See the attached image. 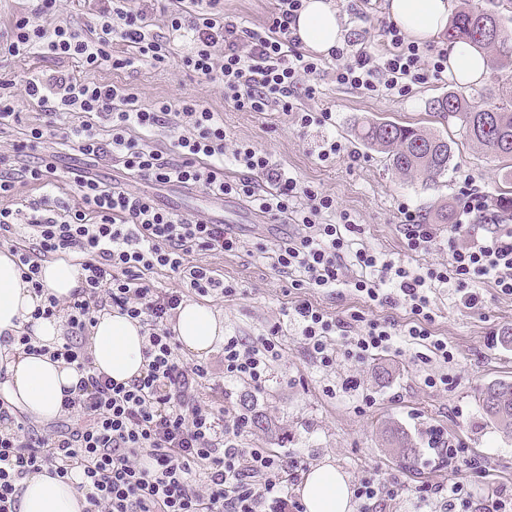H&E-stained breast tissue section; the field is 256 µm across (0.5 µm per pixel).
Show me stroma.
<instances>
[{"label":"stroma","mask_w":512,"mask_h":512,"mask_svg":"<svg viewBox=\"0 0 512 512\" xmlns=\"http://www.w3.org/2000/svg\"><path fill=\"white\" fill-rule=\"evenodd\" d=\"M344 26V40L368 45L377 43V22L386 18L385 4L378 0L371 16L353 10L349 0H335ZM69 60L50 55L16 59L0 55V78L13 81L15 94H22L25 77L71 68ZM88 80L113 84L136 94L139 105L151 107L158 101L193 99L221 113L229 143H246L267 154L270 162L290 176L330 195L337 212L349 213L356 226L349 238L357 247L385 255L414 273L428 276L451 263L452 245H472L486 234L484 225L472 224L459 236L449 237L448 227L435 224L434 245L429 253L409 249L398 208L408 205L422 214L447 207L456 214L463 200L459 186L473 179L490 203L512 193V178L504 163L486 155L456 123L434 118L428 110L431 99L456 89L455 80L428 79L411 85L403 97H381L337 84L332 72L321 74L314 98L303 99L305 109L328 112L326 124L301 127L293 114L272 108L266 112H242L224 102L222 87L199 82L191 72L175 63L153 67L138 64L115 68L103 64L88 71ZM388 120L426 128L452 140L454 158L447 173L432 183L405 180L391 170L385 154L360 142L357 124L362 119ZM336 139L341 151L335 159L321 162L317 152L323 140ZM107 183L149 194L163 208L211 220L233 231L240 246L232 252L200 251L194 263L209 267L237 287L235 295H209L212 305L224 315V333L260 344L271 327H278L279 355L269 364V377L262 390L244 380L224 376V352L215 350L199 359L181 351L184 362L202 363L208 376L198 389L202 401L224 407L231 414L265 413L277 427L276 438L251 430L245 440L296 460L300 473L329 461L351 481L370 477L385 485H400L397 497L380 503L381 512H413L416 492L426 483H444L455 475V463L442 460L428 446L431 431L438 430L464 450L465 457L484 461L485 483L512 490V438L504 437L484 415L477 400L479 390L498 378L512 379V344L502 342L512 328V295H506L487 279H456L432 283L429 296L434 309L431 331L448 341L454 355L451 363L422 355L421 345L403 346L399 353H382L357 359L347 354L342 333L336 362L325 367L308 354L302 327L293 313L295 304L309 301L328 316L349 319L352 334L364 330V320L405 323L404 307L373 305L352 285L358 270L347 267L335 288H292L288 275L275 273L270 255L286 237L296 235V224L254 211L235 196L222 198L200 187L154 184L126 173L115 159L100 162L95 169ZM478 297L475 307L465 303L466 294ZM388 368V377L378 375ZM447 375L448 386L426 387L427 376ZM357 379L359 391L346 389ZM370 394L373 405L358 403L359 393ZM399 424L420 452L418 473L400 470L381 434L384 421Z\"/></svg>","instance_id":"35a3bbf8"}]
</instances>
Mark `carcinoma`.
<instances>
[{
	"label": "carcinoma",
	"mask_w": 512,
	"mask_h": 512,
	"mask_svg": "<svg viewBox=\"0 0 512 512\" xmlns=\"http://www.w3.org/2000/svg\"><path fill=\"white\" fill-rule=\"evenodd\" d=\"M448 42L465 40L481 50L494 69L512 63V32L491 9L464 7L453 17L444 34ZM434 116L448 123L458 121L466 135L486 154L512 160V86L467 97L457 91L429 102ZM359 137L384 154L391 169L401 177L433 182L450 166L453 149L444 137L392 121L370 120L358 130ZM478 401L487 419L505 437L512 438V380L498 379L478 392ZM382 433L397 464L408 472L419 467L417 448L397 424L387 422Z\"/></svg>",
	"instance_id": "obj_1"
}]
</instances>
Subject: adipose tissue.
<instances>
[{"mask_svg":"<svg viewBox=\"0 0 512 512\" xmlns=\"http://www.w3.org/2000/svg\"><path fill=\"white\" fill-rule=\"evenodd\" d=\"M390 19L413 41L438 40L448 26L451 0H388ZM296 34L304 46L317 54L340 45L343 30L334 0H303L296 20ZM487 61L473 46L461 42L448 54V74L459 84L481 82ZM41 278L49 293L68 299L81 285L76 256L42 261ZM38 299L21 278L14 256L0 252V337L31 332L37 345L55 347L60 341L61 321L32 320ZM170 328L183 348L196 356L211 354L224 341V319L209 304L183 301ZM145 335L138 320L106 309L96 313L89 337V353L96 371L117 382H127L144 369ZM6 379L0 385L8 400L23 412L48 422L61 413L62 390L74 386L79 371L46 355L27 354L14 347L5 363ZM79 475L64 480L48 474H27L19 482L18 512H82L84 498L76 488ZM305 512H350L349 478L328 463L305 474L300 487Z\"/></svg>","mask_w":512,"mask_h":512,"instance_id":"ef3b65f1","label":"adipose tissue"}]
</instances>
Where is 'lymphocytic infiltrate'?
<instances>
[{
  "label": "lymphocytic infiltrate",
  "mask_w": 512,
  "mask_h": 512,
  "mask_svg": "<svg viewBox=\"0 0 512 512\" xmlns=\"http://www.w3.org/2000/svg\"><path fill=\"white\" fill-rule=\"evenodd\" d=\"M31 2L0 32V47L15 58L50 54L72 60L75 67L25 82L26 96L46 121L0 153V199L12 196L24 180L40 184L44 193L21 209L1 207L0 233L19 238L12 254L24 268V281L41 297L33 319L63 318L68 334L50 351L34 345L27 334L0 339V351L17 343L28 353L76 365L81 377L65 389L62 409L68 416L79 414L82 423L46 437L0 406V512H16L19 479L44 468L62 479L80 471L77 488L87 502L84 512H263L267 500L287 503L283 475L297 471V462L248 446L243 440L249 427L245 415L228 418L223 408L199 400L197 387L207 371L181 361L167 325L183 297L155 288L151 280L153 273L164 271L198 294L233 295L232 284L194 264L191 256L234 250L237 237L224 225L162 209L144 194L108 185L89 169L75 174L80 200L70 202L54 192L57 155L45 144L57 140L94 163L118 158L143 180L234 194L264 214H297L305 231L277 248L274 266L292 275V287L332 288L346 247L340 226L350 218L342 216L337 225L323 222V215L336 211L331 196L300 184L251 146L227 147L223 120L202 104L161 102L142 108L124 89L86 80L84 74L106 62L116 68L168 65L172 40H185L191 49L180 67L201 82L221 86L234 109L265 112L277 106L308 127L329 118L298 106L299 99L313 97L315 80L325 69H332L338 84L377 96H403L411 84L447 75V50L428 52L408 40L397 24L383 21L378 27L383 52L343 46L325 58L308 53L292 30L302 0H276L263 28L224 15L221 0L178 2L166 11L164 36L148 32L154 9L150 0H100L83 32L68 22L46 27V19L59 15L61 0ZM117 45L124 53L116 57L112 49ZM73 112L80 121L58 132V124ZM158 128L173 131L162 148L148 141ZM259 180L268 184L267 192H256ZM459 193L464 204L452 232L468 224H485L489 231L477 244L453 248L452 273L492 280L502 293L512 295V216L489 204L472 179L464 180ZM29 239L35 240L36 251L26 248ZM59 253L78 254L82 270L80 290L65 300L45 292L35 260L39 254ZM355 261L365 272L354 284L357 292L381 305L402 300L409 311L401 325L369 321L350 340L355 357L396 352L408 341L443 362L452 361L447 341L430 329L434 313L425 279L374 251L357 250ZM449 274L439 271L434 278L444 283ZM108 306L139 320L147 331L145 368L127 383L97 374L77 341L92 326L95 312ZM294 311L310 356L326 367L335 364L330 335L339 321L308 301ZM278 352L272 337L258 347L227 337L224 375L262 389L267 361ZM481 467V461L468 460L449 484L419 488L420 504L440 499L447 512L460 507L465 512L471 507L507 512L501 493L470 482V472Z\"/></svg>",
  "instance_id": "lymphocytic-infiltrate-1"
}]
</instances>
